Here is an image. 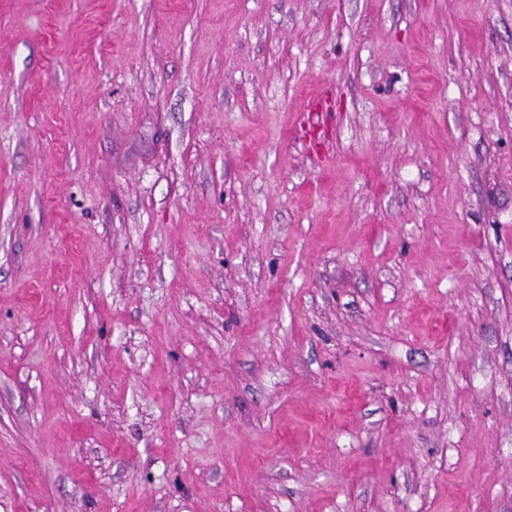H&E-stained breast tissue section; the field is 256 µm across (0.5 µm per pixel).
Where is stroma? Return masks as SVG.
Instances as JSON below:
<instances>
[{
  "label": "stroma",
  "mask_w": 512,
  "mask_h": 512,
  "mask_svg": "<svg viewBox=\"0 0 512 512\" xmlns=\"http://www.w3.org/2000/svg\"><path fill=\"white\" fill-rule=\"evenodd\" d=\"M0 512H512V0H0ZM322 106L323 103L322 100L319 98V95L312 96L308 100L305 109L300 111L309 112V116L313 115L317 117V121L309 123L307 131L309 144L316 153L324 151L328 144L327 126L322 118L320 120V117L327 116L330 114V112H319V109L320 107L322 108Z\"/></svg>",
  "instance_id": "1"
}]
</instances>
